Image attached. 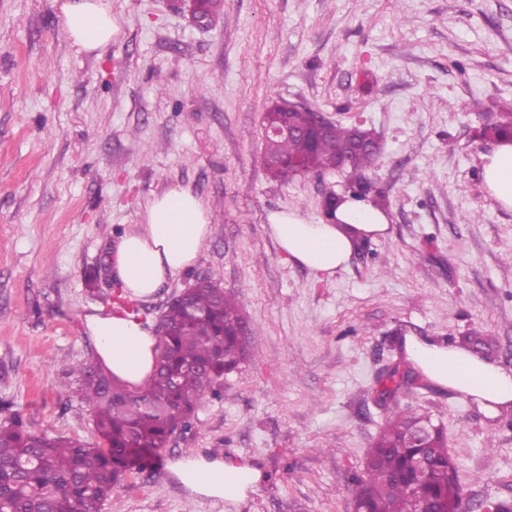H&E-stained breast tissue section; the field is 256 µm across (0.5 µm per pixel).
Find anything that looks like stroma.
<instances>
[{
  "label": "stroma",
  "instance_id": "35a3bbf8",
  "mask_svg": "<svg viewBox=\"0 0 512 512\" xmlns=\"http://www.w3.org/2000/svg\"><path fill=\"white\" fill-rule=\"evenodd\" d=\"M222 4L199 27L181 0H112L120 32L88 53L53 0H0V419L18 411L100 445L68 375L94 357L85 317L116 300L119 237L154 195L187 189L212 233L137 316L154 328L174 293L209 277L245 297L256 354L102 512H353L389 409L378 377L410 365L401 336L458 345L475 331L471 353L512 373V210L483 186L493 142L478 136L512 113V0ZM281 100L380 143L364 176L389 229L331 275L288 261L270 234V213L320 221L348 185L343 169L267 174L263 116ZM395 399L443 426L461 512L512 504V410L489 415L421 374ZM189 452L262 479L234 505L195 497L168 468Z\"/></svg>",
  "mask_w": 512,
  "mask_h": 512
}]
</instances>
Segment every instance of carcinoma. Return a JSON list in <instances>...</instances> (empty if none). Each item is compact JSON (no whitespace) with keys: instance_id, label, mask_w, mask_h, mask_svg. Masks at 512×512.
I'll list each match as a JSON object with an SVG mask.
<instances>
[{"instance_id":"carcinoma-1","label":"carcinoma","mask_w":512,"mask_h":512,"mask_svg":"<svg viewBox=\"0 0 512 512\" xmlns=\"http://www.w3.org/2000/svg\"><path fill=\"white\" fill-rule=\"evenodd\" d=\"M371 133L338 125L322 134L268 137L266 168L286 182L296 175L336 168L350 156V175L367 196L363 170L375 157L367 146ZM244 298L216 283L198 280L186 300L166 304L161 314L166 333L157 336L156 369L138 389L115 381L97 365L71 367L80 401L93 413L103 441L86 448L37 432L18 412L0 422V512H98L122 483L135 460L168 446L171 434L191 429L197 403L206 395L222 398L224 375L247 355V338L255 331L242 315ZM430 419L396 404L370 449L365 475L356 479L357 497L366 512H419L440 498L453 508L462 500L457 467L448 457L443 429H437L427 472L399 479L412 448L406 436Z\"/></svg>"}]
</instances>
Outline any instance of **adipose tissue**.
Instances as JSON below:
<instances>
[{"mask_svg":"<svg viewBox=\"0 0 512 512\" xmlns=\"http://www.w3.org/2000/svg\"><path fill=\"white\" fill-rule=\"evenodd\" d=\"M58 16L79 50L96 52L112 41L119 28L111 0H59ZM482 176L498 203L512 208V140L499 141L483 157ZM269 228L287 259L314 274L345 268L359 243L385 233L387 214L370 200L344 198L332 219L312 223L294 211L268 216ZM211 233L207 209L191 191L169 190L155 196L141 224L120 238L115 271L123 294L131 299L153 295L171 276L191 267ZM97 359L130 388L143 386L154 369L156 338L122 308L96 311L86 318ZM404 348L424 375L438 385L496 406L512 405V376L464 348L440 346L409 336ZM194 495L231 504L244 500L262 478L256 467L221 460L185 458L170 466Z\"/></svg>","mask_w":512,"mask_h":512,"instance_id":"obj_1","label":"adipose tissue"}]
</instances>
